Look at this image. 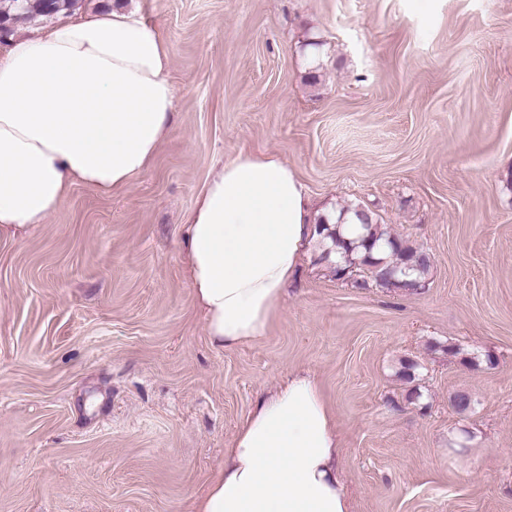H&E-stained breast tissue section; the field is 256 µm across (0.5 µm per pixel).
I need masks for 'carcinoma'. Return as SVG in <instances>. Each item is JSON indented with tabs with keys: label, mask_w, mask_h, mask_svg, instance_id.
<instances>
[{
	"label": "carcinoma",
	"mask_w": 512,
	"mask_h": 512,
	"mask_svg": "<svg viewBox=\"0 0 512 512\" xmlns=\"http://www.w3.org/2000/svg\"><path fill=\"white\" fill-rule=\"evenodd\" d=\"M81 0H22V6L13 8L10 0H0V9L8 8L4 16L10 20L9 33L15 28L36 21L43 17H53L60 14L72 13ZM319 234L331 239V247L324 250L329 255L338 251L345 254L346 264L336 265V277H342L349 266L359 263L369 268L371 278L381 282L386 288H401L402 274H409L415 283L421 279L432 266L428 252L413 247L381 227L377 223L362 226L364 233L354 239L345 240L337 231H333L320 219Z\"/></svg>",
	"instance_id": "carcinoma-1"
}]
</instances>
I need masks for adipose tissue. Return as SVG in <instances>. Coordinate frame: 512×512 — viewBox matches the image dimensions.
Masks as SVG:
<instances>
[{"label":"adipose tissue","mask_w":512,"mask_h":512,"mask_svg":"<svg viewBox=\"0 0 512 512\" xmlns=\"http://www.w3.org/2000/svg\"><path fill=\"white\" fill-rule=\"evenodd\" d=\"M171 58L158 25L115 8L18 38L0 54V236L47 223L80 183L129 188L171 129ZM296 172L239 151L186 218L185 278L215 348L264 339L311 236ZM336 413L310 371L261 397L191 512H351Z\"/></svg>","instance_id":"obj_1"}]
</instances>
